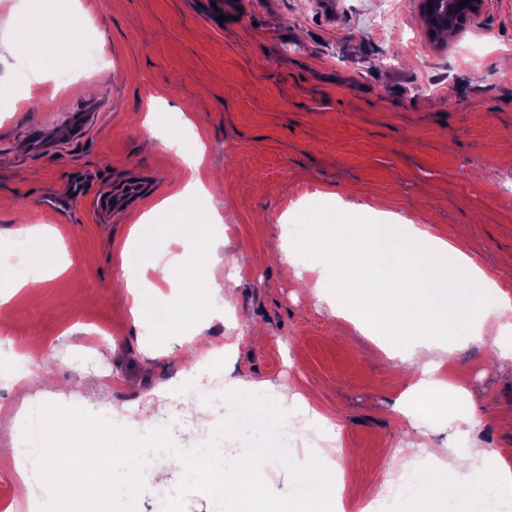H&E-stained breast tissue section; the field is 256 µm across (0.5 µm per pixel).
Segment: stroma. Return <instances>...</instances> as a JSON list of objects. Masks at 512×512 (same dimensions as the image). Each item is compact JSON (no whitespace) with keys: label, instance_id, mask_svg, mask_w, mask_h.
Segmentation results:
<instances>
[{"label":"stroma","instance_id":"35a3bbf8","mask_svg":"<svg viewBox=\"0 0 512 512\" xmlns=\"http://www.w3.org/2000/svg\"><path fill=\"white\" fill-rule=\"evenodd\" d=\"M86 33L101 60L59 57L41 45L52 72L35 105L26 47L0 59V276L21 260L29 230L49 227L41 279L0 297V512L22 503L14 450L28 409L54 403L109 414L118 425L153 396L179 391L197 334L212 347L241 341L222 370L225 389L292 386L358 451L346 479L347 512L414 454L395 409L400 388L378 346L318 301L311 274H287L285 226L306 214L355 207L359 221L423 224L469 248L512 294V0H483L479 17L436 44L418 0H93ZM226 20L217 24L214 12ZM67 71L74 83H58ZM99 107L82 137L66 136L70 107ZM191 117L204 137L205 167L224 185L214 200L222 288L207 328L175 318L164 330L135 321L134 281L122 251L140 216L176 198L175 140L143 125L150 110ZM62 136L38 153L34 127ZM102 184L139 176L149 184L129 212L103 217L89 201L71 212L41 207L73 178ZM488 326L458 367L484 421L473 437L488 453L512 448V357ZM137 512H163L183 478L169 460L150 463Z\"/></svg>","mask_w":512,"mask_h":512}]
</instances>
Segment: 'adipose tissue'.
Returning <instances> with one entry per match:
<instances>
[{
    "mask_svg": "<svg viewBox=\"0 0 512 512\" xmlns=\"http://www.w3.org/2000/svg\"><path fill=\"white\" fill-rule=\"evenodd\" d=\"M13 38L30 51H38L45 33L55 35L60 54H69L79 35L74 18L33 14L14 22ZM188 141L178 143L177 164L185 184L181 192L188 209L212 206L214 195L199 176L203 143L186 122ZM308 234L302 248L311 256L309 273L329 276L336 314L357 320L385 348L396 364L419 360V367L401 378L398 412L419 428L425 416L446 418L459 448H449L458 467L481 456L466 447L478 421L475 404L456 358L469 345L482 342L488 322L498 325L494 338L502 355L512 354V295L459 246L430 234L417 224H362L346 210L306 217ZM439 358H432V351ZM241 420L256 432L279 427V408L288 404L287 388L273 392L271 405L258 408L251 399V384L238 380ZM319 456L290 470L293 489L310 494L320 512H336L343 482L326 472L325 460L352 456L338 434H331ZM512 488V466L499 461L492 482H453L447 472L421 470L411 493L412 512H433L434 504H452L482 495L488 485Z\"/></svg>",
    "mask_w": 512,
    "mask_h": 512,
    "instance_id": "ef3b65f1",
    "label": "adipose tissue"
}]
</instances>
